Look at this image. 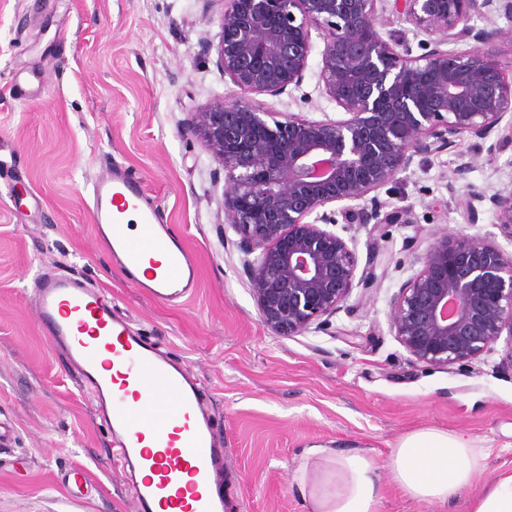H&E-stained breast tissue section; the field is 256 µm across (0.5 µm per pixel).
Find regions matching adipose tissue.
<instances>
[{"label":"adipose tissue","instance_id":"1","mask_svg":"<svg viewBox=\"0 0 512 512\" xmlns=\"http://www.w3.org/2000/svg\"><path fill=\"white\" fill-rule=\"evenodd\" d=\"M312 468L294 479L310 512H381L377 468L362 453L336 455L321 446L307 453ZM486 454L471 438L433 428L403 435L390 453L387 474L411 501L452 507L480 479ZM470 512H512V469L486 481Z\"/></svg>","mask_w":512,"mask_h":512}]
</instances>
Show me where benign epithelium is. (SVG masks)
<instances>
[{"label":"benign epithelium","mask_w":512,"mask_h":512,"mask_svg":"<svg viewBox=\"0 0 512 512\" xmlns=\"http://www.w3.org/2000/svg\"><path fill=\"white\" fill-rule=\"evenodd\" d=\"M220 6L217 65L236 90L190 113L185 130L224 170V221L239 235L256 306L271 331L322 330L353 290L388 274L356 276L355 240L339 223H413L412 210H384L374 192L414 157L485 140L512 117V78L490 53L503 32L478 29L473 16L512 15V0H206ZM389 10L412 27L424 53L378 29ZM322 41L319 84L344 111L310 119L277 112L278 98L301 87ZM488 202L512 224V187L466 194L469 224ZM421 268L393 297L390 329L412 361L465 365L512 342V253L489 236L433 237Z\"/></svg>","instance_id":"7a95c632"}]
</instances>
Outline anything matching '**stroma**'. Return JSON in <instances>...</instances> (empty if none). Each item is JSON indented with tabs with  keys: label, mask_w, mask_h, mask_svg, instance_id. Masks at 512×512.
Returning a JSON list of instances; mask_svg holds the SVG:
<instances>
[{
	"label": "stroma",
	"mask_w": 512,
	"mask_h": 512,
	"mask_svg": "<svg viewBox=\"0 0 512 512\" xmlns=\"http://www.w3.org/2000/svg\"><path fill=\"white\" fill-rule=\"evenodd\" d=\"M217 11L204 0H0V512H137L114 466L90 395L35 315L38 275L87 280L116 314L200 380L224 435L225 512H309L294 479L310 445L361 452L384 466L406 433L436 428L484 447L486 476L512 469V369L506 339L447 369L411 361L390 330L392 299L420 268L435 235H486L512 251V226L483 207L458 209L467 192L512 185V142L477 139L478 160L455 177L459 150L416 157L379 190L414 221L373 239L353 226L358 269L379 260L389 275L354 289L351 311L329 328L291 336L262 322L238 237L224 222V172L183 131L190 112L230 95L209 50ZM312 52L302 99L281 112L337 116L318 85ZM140 178L198 259V285L172 304L149 300L96 245L92 182L109 166ZM87 483H66L73 467ZM474 484L451 510L405 498L382 480V512H469Z\"/></svg>",
	"instance_id": "35a3bbf8"
}]
</instances>
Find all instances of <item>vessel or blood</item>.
Masks as SVG:
<instances>
[{
    "mask_svg": "<svg viewBox=\"0 0 512 512\" xmlns=\"http://www.w3.org/2000/svg\"><path fill=\"white\" fill-rule=\"evenodd\" d=\"M91 199L97 243L128 281L163 303L192 294L197 257L145 203L139 178L113 168L93 182ZM136 223L143 237L133 235ZM35 309L90 393L138 512H224V439L184 363L133 333L79 278H43ZM142 469L150 479H139Z\"/></svg>",
    "mask_w": 512,
    "mask_h": 512,
    "instance_id": "b4317fda",
    "label": "vessel or blood"
}]
</instances>
